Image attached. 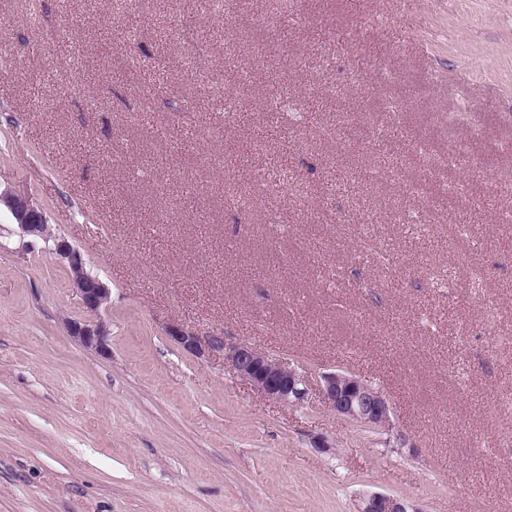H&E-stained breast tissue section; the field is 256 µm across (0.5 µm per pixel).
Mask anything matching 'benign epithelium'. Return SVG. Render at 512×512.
I'll return each instance as SVG.
<instances>
[{"label": "benign epithelium", "mask_w": 512, "mask_h": 512, "mask_svg": "<svg viewBox=\"0 0 512 512\" xmlns=\"http://www.w3.org/2000/svg\"><path fill=\"white\" fill-rule=\"evenodd\" d=\"M22 232L28 236L53 242V253L67 268L87 317L68 321L70 336L85 348L100 355L110 354L108 322L105 319L111 298V288L86 269L83 254L62 237L50 233L41 209L26 195L0 194ZM168 335L175 342L197 356L205 349L224 352V363L235 374L249 383L261 395L286 405H301L308 399L309 388L303 375L296 369L270 358L247 343H229L222 336L207 337L206 344L192 332L172 325ZM326 404L336 414L368 429L387 431L392 426L391 407L384 393L345 371L324 373L319 385ZM358 512H418L400 498L390 494L374 493L360 500Z\"/></svg>", "instance_id": "1"}]
</instances>
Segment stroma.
<instances>
[{"instance_id": "35a3bbf8", "label": "stroma", "mask_w": 512, "mask_h": 512, "mask_svg": "<svg viewBox=\"0 0 512 512\" xmlns=\"http://www.w3.org/2000/svg\"><path fill=\"white\" fill-rule=\"evenodd\" d=\"M289 2L131 0L127 37L114 0L35 25L0 0V192L112 290L104 357L0 209V512H512V0ZM173 323L297 368L307 403ZM334 370L392 431L327 407ZM168 335L197 356L205 350L224 352V364L249 383L261 395L286 405H302L308 399L309 388L303 375L247 343H228L223 336L207 337L206 345L192 332L172 325ZM319 388L326 404L337 415L372 430L389 431L391 428L388 399L366 381L337 370L322 374ZM358 512H418V510L409 502L393 495L374 493L360 500Z\"/></svg>"}]
</instances>
